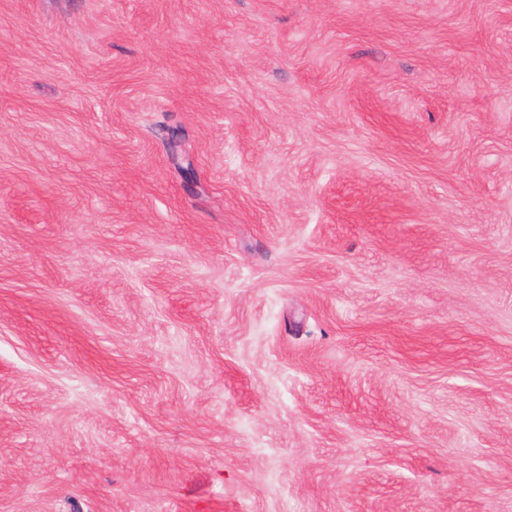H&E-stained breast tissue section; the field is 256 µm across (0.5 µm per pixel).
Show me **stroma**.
Returning <instances> with one entry per match:
<instances>
[{"label":"stroma","mask_w":512,"mask_h":512,"mask_svg":"<svg viewBox=\"0 0 512 512\" xmlns=\"http://www.w3.org/2000/svg\"><path fill=\"white\" fill-rule=\"evenodd\" d=\"M0 512H512V0H0Z\"/></svg>","instance_id":"35a3bbf8"}]
</instances>
